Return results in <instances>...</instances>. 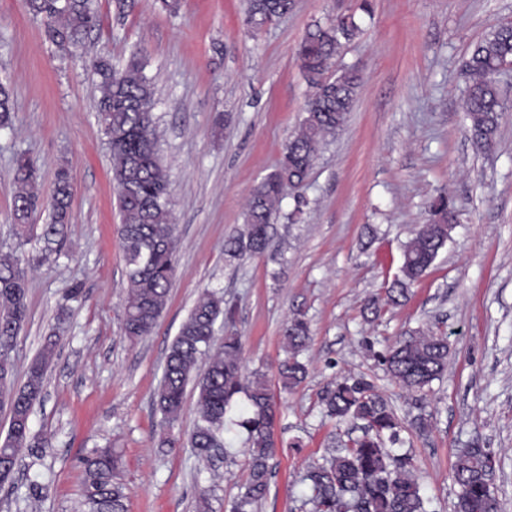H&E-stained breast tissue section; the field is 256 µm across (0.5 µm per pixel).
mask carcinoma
Here are the masks:
<instances>
[{"mask_svg": "<svg viewBox=\"0 0 512 512\" xmlns=\"http://www.w3.org/2000/svg\"><path fill=\"white\" fill-rule=\"evenodd\" d=\"M293 0H247V24L256 33L292 8ZM28 14L40 21L47 39L60 49L81 44L98 28L100 17L92 0H26ZM353 18L329 24L315 23L296 48L307 83L313 88L305 116L288 141L282 159L253 189L243 229L224 242L230 257L264 253L271 242L273 221L286 191L300 188L313 169L319 144L335 135L351 112L362 83L361 71L343 70L326 76L328 63L340 39L354 35ZM512 63V25H500L475 46L463 61L468 79L463 108L469 137L475 148L492 151L505 112L495 79ZM143 58L133 53L116 66L100 57L97 76V112L109 138L112 180L118 191L120 243L126 261L128 290L124 299V333L130 338L151 334L166 307L174 273L176 225L168 175L158 149L154 118L155 91L144 74ZM14 101L0 83V128L12 124ZM17 191L13 220L19 230L30 227L33 214L46 208L50 222L42 225L44 248L31 261L42 262L60 251L66 238L72 206V173L58 166L53 194L38 192V168L29 159L13 171ZM430 223L414 232L404 246L400 274L386 289L385 298L372 297L365 309L377 316L382 305H398L445 247L457 220L445 194L430 203ZM24 254L0 251V410L9 415L7 435L0 442V484L12 478L23 448L44 452L51 439L32 432L31 415L44 397L45 376L57 345L49 338L30 363L23 384L16 385L13 352L27 320V276ZM234 311L224 307V296L206 289L182 322L165 360L154 405L168 428L178 421L188 385L198 391V420L189 437L204 462L215 452L226 453L224 434L236 426L246 432L249 472L230 512H257L269 492V460L281 441L274 396L259 371L243 377L239 337L224 336L215 346L218 320L230 322ZM311 341L308 322L299 315L284 329L286 356L279 365L282 387L292 390L307 376L299 356ZM448 337L432 330L414 329L377 355L389 378L409 392H421L442 378L448 368ZM325 416L336 429L348 426L361 434L337 440L325 462L306 469L298 479V498L310 512H435L416 472L414 456L405 448L404 432L420 433L437 423L434 414L406 413L394 408L364 376L348 375L328 382L319 395ZM83 501L86 512H126V487L119 479L121 455L113 448H96L84 460ZM455 486L453 512H498L497 466L490 449L475 441L458 450L452 468Z\"/></svg>", "mask_w": 512, "mask_h": 512, "instance_id": "1", "label": "carcinoma"}]
</instances>
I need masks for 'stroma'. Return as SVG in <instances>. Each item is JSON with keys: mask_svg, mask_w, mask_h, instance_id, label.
<instances>
[{"mask_svg": "<svg viewBox=\"0 0 512 512\" xmlns=\"http://www.w3.org/2000/svg\"><path fill=\"white\" fill-rule=\"evenodd\" d=\"M95 6L100 27L69 57L46 40L24 0H0V82L15 102L12 129L0 131V248L18 245L35 257L43 247L37 229L23 242L16 235L19 156L37 162L42 197L51 196L58 165L74 175L67 241L27 269V322L12 354L24 381L46 337L59 336L31 415L33 432L51 436L52 448L40 457L22 452L0 486V512H84L83 459L95 448L121 453L127 512H196L203 491L212 512H227L247 475L244 433L227 434L229 456L213 472L187 442L195 391L186 392L174 447L161 446L153 405L167 348L206 289L234 306L243 373H265L284 438L304 439L301 449H278L259 512H300L296 482L336 434L319 393L348 373L373 379L398 413L436 412V428L410 441L437 512H452L455 453L476 437L497 459L500 512H512V67L497 77L506 110L494 151L474 148L460 109L462 63L512 22V0H294L256 34L246 0H181L174 16L137 0L121 21L111 0ZM341 16L358 29L327 74L361 70L355 106L322 145L307 184L287 191L269 251L228 258L225 239L242 229L252 190L281 158L313 93L295 48L314 22ZM134 53L155 85L177 226L167 307L138 339L122 329L121 220L91 67L100 55L121 65ZM442 193L457 213L446 247L401 306L365 320L366 298L398 274L404 244ZM297 313L311 328L309 374L288 391L278 367L284 324ZM418 327L447 336L450 355L442 381L417 400L375 355ZM36 482L46 486L39 498Z\"/></svg>", "mask_w": 512, "mask_h": 512, "instance_id": "obj_1", "label": "stroma"}]
</instances>
